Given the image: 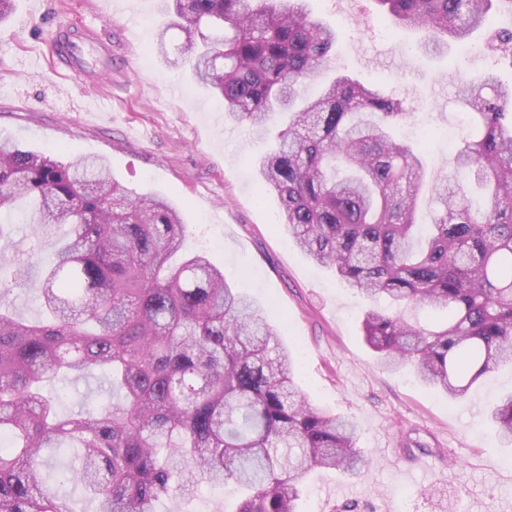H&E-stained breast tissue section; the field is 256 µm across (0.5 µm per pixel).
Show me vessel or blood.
I'll use <instances>...</instances> for the list:
<instances>
[{
	"label": "vessel or blood",
	"mask_w": 512,
	"mask_h": 512,
	"mask_svg": "<svg viewBox=\"0 0 512 512\" xmlns=\"http://www.w3.org/2000/svg\"><path fill=\"white\" fill-rule=\"evenodd\" d=\"M48 48L57 63L74 78L93 82L112 74L111 68L100 70L88 62L87 55L91 52L107 59L112 56L111 45L99 40L94 27L86 25L75 29L66 24L57 25Z\"/></svg>",
	"instance_id": "obj_1"
}]
</instances>
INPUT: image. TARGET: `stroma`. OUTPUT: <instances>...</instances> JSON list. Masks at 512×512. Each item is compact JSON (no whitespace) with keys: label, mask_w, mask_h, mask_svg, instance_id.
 Instances as JSON below:
<instances>
[{"label":"stroma","mask_w":512,"mask_h":512,"mask_svg":"<svg viewBox=\"0 0 512 512\" xmlns=\"http://www.w3.org/2000/svg\"><path fill=\"white\" fill-rule=\"evenodd\" d=\"M312 16L332 26L342 49L323 77L346 71L407 99L413 113L399 130L424 140L422 160L439 178H455L452 153L463 81L490 70L512 81V58L465 55L456 44L435 56L409 52L420 33L380 17L374 0H308ZM168 20L163 0H16L0 22V137L66 163L98 156L132 192L172 199L187 224L183 250L208 251L226 279L271 314L283 346L294 351L297 385L318 407L347 415L361 430L367 465L352 479L321 472L308 481L301 512H512V447H504L486 411L512 392V365L453 402L422 386L409 370L380 368L361 335L363 300L343 288L278 226L279 203L260 195L256 161L269 133L224 118L222 98L197 84L186 65L149 52ZM88 24L112 44V82L85 86L45 55L57 24ZM309 80L307 95L322 79ZM65 226L39 237L16 225L0 280L11 281L12 256L49 259ZM107 373L45 387L68 415L109 398ZM237 496L233 484L205 483L173 492L157 512H217Z\"/></svg>","instance_id":"1"}]
</instances>
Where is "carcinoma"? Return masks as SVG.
I'll list each match as a JSON object with an SVG mask.
<instances>
[{
  "mask_svg": "<svg viewBox=\"0 0 512 512\" xmlns=\"http://www.w3.org/2000/svg\"><path fill=\"white\" fill-rule=\"evenodd\" d=\"M377 2L426 33L420 49L435 55L469 40L494 6ZM169 11L177 50L224 100V117L279 127L257 163L263 188L288 238L369 302L361 329L379 363L454 401L512 364V82L488 71L457 96L465 122L453 163L484 190L477 218L469 184L429 177L419 147L393 136L407 100L342 73L301 98L338 40L306 0H169ZM428 178L437 206L421 237ZM23 204L35 235L66 224L68 236L43 266V320L0 303V512H72L64 483L96 512H156L199 481L236 483L231 512H297L314 472L349 478L365 466L358 425L297 389V358L263 309L204 251L169 264L186 231L171 200L124 190L102 159L63 164L0 140V214ZM418 307L447 321L409 320ZM93 366L109 370L119 396L96 413L62 415L41 393ZM490 417L512 446V394ZM61 451L72 458L52 480L49 458Z\"/></svg>",
  "mask_w": 512,
  "mask_h": 512,
  "instance_id": "cac0c4a2",
  "label": "carcinoma"
}]
</instances>
